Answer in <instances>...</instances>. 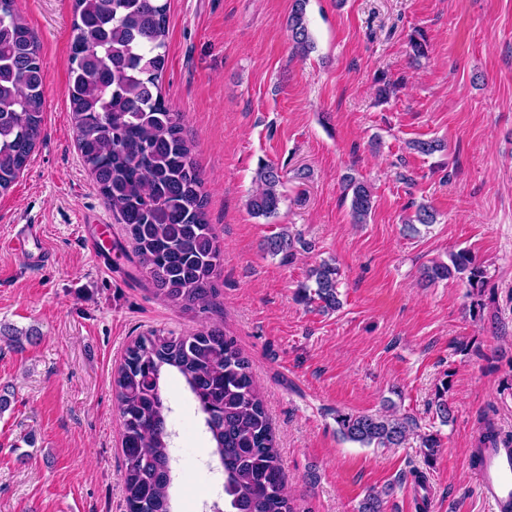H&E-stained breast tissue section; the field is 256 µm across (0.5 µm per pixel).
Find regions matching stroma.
<instances>
[{
  "mask_svg": "<svg viewBox=\"0 0 512 512\" xmlns=\"http://www.w3.org/2000/svg\"><path fill=\"white\" fill-rule=\"evenodd\" d=\"M74 0H18L47 74L42 137L0 194V512H125L113 374L133 336L203 324L234 336L275 426L298 512H357L389 489L385 512H490L471 461L482 418L512 434V0H308L316 48L294 52V0H170L162 92L183 119L221 241L219 294L206 317L157 297L77 146L69 102ZM423 31L426 58L407 40ZM401 80L378 103L379 75ZM437 139L422 155L414 140ZM277 166L276 217L251 215L260 163ZM374 206L354 223L346 175ZM437 221L409 232L419 204ZM39 224L51 260L11 252L15 225ZM298 238L292 256L265 239ZM101 238L93 258L86 240ZM467 251L493 296L474 311L465 281L426 284L423 267ZM340 270L342 306L299 292L322 261ZM469 344L468 353L458 351ZM448 381L453 417L432 401ZM173 411L175 508L210 512L224 472L180 379ZM411 416L398 448L344 441L337 412ZM440 453L426 463L420 438Z\"/></svg>",
  "mask_w": 512,
  "mask_h": 512,
  "instance_id": "35a3bbf8",
  "label": "stroma"
}]
</instances>
